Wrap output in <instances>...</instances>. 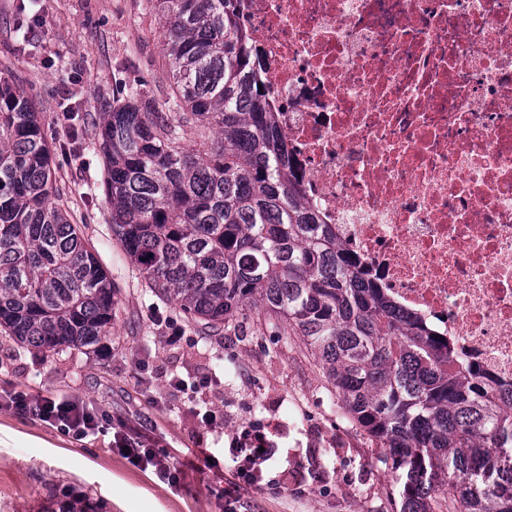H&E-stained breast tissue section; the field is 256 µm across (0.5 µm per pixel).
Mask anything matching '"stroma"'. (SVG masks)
Listing matches in <instances>:
<instances>
[{
    "label": "stroma",
    "instance_id": "stroma-1",
    "mask_svg": "<svg viewBox=\"0 0 512 512\" xmlns=\"http://www.w3.org/2000/svg\"><path fill=\"white\" fill-rule=\"evenodd\" d=\"M162 21L149 0H0V75L35 98L52 150L59 202L95 244L116 288L112 333L88 349L54 356L0 338V391L77 397L104 433L76 440L28 414L0 410V512H224L235 486L239 512H400L399 473L387 449L345 416L301 339L258 316L202 334L178 303L148 288L109 225L98 127L117 88L169 111ZM186 382L170 391L171 376ZM212 377L201 385V377ZM224 414L222 433L197 411ZM147 433L172 466L208 450L222 463L213 481L185 469L179 484L132 466L111 449L117 422ZM273 433L267 483L239 484L229 435ZM287 474V487L274 479Z\"/></svg>",
    "mask_w": 512,
    "mask_h": 512
}]
</instances>
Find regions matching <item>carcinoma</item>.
<instances>
[{"label":"carcinoma","instance_id":"obj_1","mask_svg":"<svg viewBox=\"0 0 512 512\" xmlns=\"http://www.w3.org/2000/svg\"><path fill=\"white\" fill-rule=\"evenodd\" d=\"M176 112L125 91L100 125L112 236L206 336L252 314L303 338L392 455L402 512H512V388L395 308L306 201L238 0H150ZM187 126L217 146L185 143ZM38 112L0 77V330L57 354L110 335L112 279L55 203Z\"/></svg>","mask_w":512,"mask_h":512}]
</instances>
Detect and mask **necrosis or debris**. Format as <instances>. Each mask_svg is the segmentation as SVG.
Instances as JSON below:
<instances>
[{
	"instance_id": "obj_1",
	"label": "necrosis or debris",
	"mask_w": 512,
	"mask_h": 512,
	"mask_svg": "<svg viewBox=\"0 0 512 512\" xmlns=\"http://www.w3.org/2000/svg\"><path fill=\"white\" fill-rule=\"evenodd\" d=\"M320 221L512 386V0H239Z\"/></svg>"
}]
</instances>
